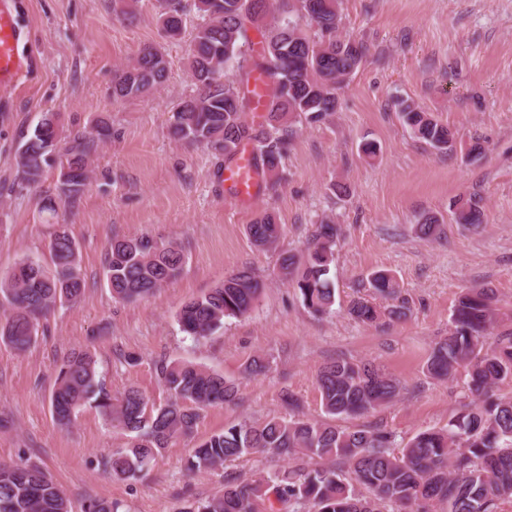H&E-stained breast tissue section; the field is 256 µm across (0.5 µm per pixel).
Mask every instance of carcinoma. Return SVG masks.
Wrapping results in <instances>:
<instances>
[{"mask_svg":"<svg viewBox=\"0 0 512 512\" xmlns=\"http://www.w3.org/2000/svg\"><path fill=\"white\" fill-rule=\"evenodd\" d=\"M160 21L172 36L186 15L183 0H158ZM201 23L188 54L193 95L172 113L170 133L188 144L214 146L230 163L246 144L254 145L263 169L276 171L288 151L296 124L320 122L338 107L336 89L359 68L368 47L338 36V0H194ZM269 17L260 35V57L247 56L254 16ZM314 29L309 34L301 21ZM236 70L238 81L223 80L224 68ZM265 73L272 78L266 93L265 114L250 122L253 104L250 81ZM167 79V61L153 47L141 50L121 70L113 94L136 98L159 89ZM401 118L412 134L437 150H446L454 133L445 124L406 102ZM55 114H43L33 133L25 135L16 151L23 182L34 186L45 169L59 165L58 197L76 199L89 178V156L97 145L93 134L79 135L60 152ZM454 221L478 227L484 211L472 198L453 204ZM283 227L275 215L264 212L247 225V236L259 249L277 248ZM338 225H318L306 257L279 255L288 283L315 314L335 304L329 278L334 261ZM52 267L38 257L21 259L11 274L0 279V295L9 312L0 321V339L18 351L36 340L39 320L59 302H74L85 290L78 249L67 225L59 224L49 244ZM185 261L174 243L157 244L144 238H114L105 258V277L112 295L135 301L173 282ZM263 284L248 269L224 279L208 293L186 302L178 322L195 338H205L224 326L226 318L249 314ZM370 298L351 301L348 314L373 324L399 319L409 311L408 300L394 276L385 270L367 277ZM381 299L387 305L381 306ZM494 296L488 288H468L454 305L448 336L432 346L425 363L437 381L463 378L466 403L440 429L417 433L405 444L385 428H343L336 419L363 415L391 403L399 385L372 362L338 358L325 364L317 386L326 418L297 415L298 400L283 397L288 416L231 425L193 449L187 468L217 470L247 455L273 453L295 465L261 474L242 484L227 482L224 492L189 503L182 512H256V504L270 502V512H496L498 503L512 500V396L495 392L512 382V331L492 334L497 321ZM169 399L155 405L139 390L121 398L100 380L97 361L85 350H73L59 367L51 394L57 425L67 428L88 404L130 435V442L107 455L104 466L113 476L135 479L176 436L193 433L199 410L232 402L238 389L224 375L181 360L157 365ZM81 512H123L118 500L87 498ZM0 512H73L65 491L38 466L0 462Z\"/></svg>","mask_w":512,"mask_h":512,"instance_id":"carcinoma-1","label":"carcinoma"}]
</instances>
